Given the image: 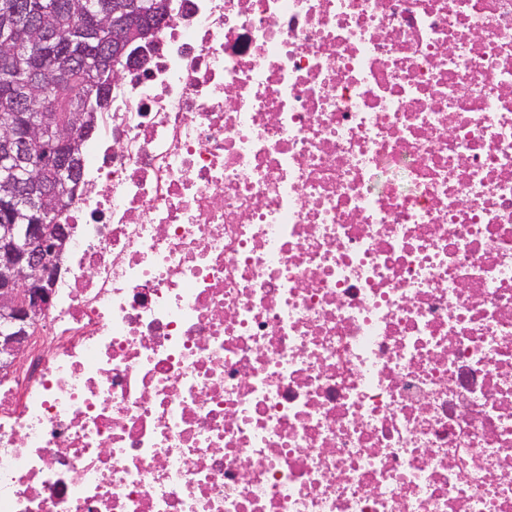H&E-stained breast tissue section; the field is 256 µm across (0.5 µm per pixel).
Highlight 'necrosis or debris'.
I'll return each mask as SVG.
<instances>
[{"label": "necrosis or debris", "instance_id": "necrosis-or-debris-1", "mask_svg": "<svg viewBox=\"0 0 512 512\" xmlns=\"http://www.w3.org/2000/svg\"><path fill=\"white\" fill-rule=\"evenodd\" d=\"M0 365V512H512V0H170Z\"/></svg>", "mask_w": 512, "mask_h": 512}]
</instances>
